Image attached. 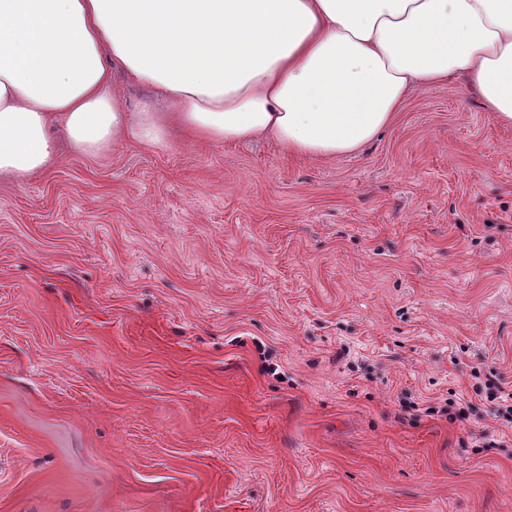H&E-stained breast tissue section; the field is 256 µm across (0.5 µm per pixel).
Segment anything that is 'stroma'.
I'll use <instances>...</instances> for the list:
<instances>
[{
	"mask_svg": "<svg viewBox=\"0 0 512 512\" xmlns=\"http://www.w3.org/2000/svg\"><path fill=\"white\" fill-rule=\"evenodd\" d=\"M481 376L512 127L463 87L333 160L175 132L0 182V512H512Z\"/></svg>",
	"mask_w": 512,
	"mask_h": 512,
	"instance_id": "35a3bbf8",
	"label": "stroma"
}]
</instances>
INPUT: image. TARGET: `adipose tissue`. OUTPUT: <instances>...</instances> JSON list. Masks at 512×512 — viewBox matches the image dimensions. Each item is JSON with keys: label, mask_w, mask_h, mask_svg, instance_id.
I'll list each match as a JSON object with an SVG mask.
<instances>
[{"label": "adipose tissue", "mask_w": 512, "mask_h": 512, "mask_svg": "<svg viewBox=\"0 0 512 512\" xmlns=\"http://www.w3.org/2000/svg\"><path fill=\"white\" fill-rule=\"evenodd\" d=\"M152 92L120 103L112 67ZM464 78L512 126V0H0V180L69 147L270 140L359 151L414 86Z\"/></svg>", "instance_id": "1"}]
</instances>
